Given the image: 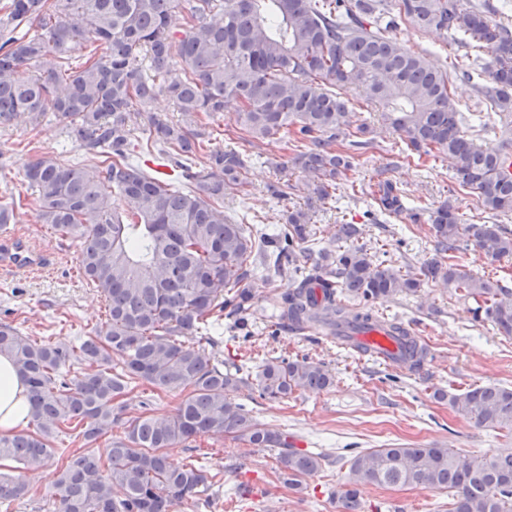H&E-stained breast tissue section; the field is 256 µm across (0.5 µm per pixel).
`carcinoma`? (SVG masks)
Masks as SVG:
<instances>
[{"label":"carcinoma","mask_w":512,"mask_h":512,"mask_svg":"<svg viewBox=\"0 0 512 512\" xmlns=\"http://www.w3.org/2000/svg\"><path fill=\"white\" fill-rule=\"evenodd\" d=\"M185 12L174 29L172 13ZM409 21L474 50L454 64L471 78L490 62L480 93L512 131V24L472 0H5L0 5V124L52 112L68 122L83 164L36 157L23 167L41 217L62 236L81 241L87 285L108 305L107 319L79 347L37 342L0 323V355L28 386L32 432L0 436V460L25 470L53 469L47 494L58 512H175L210 488L194 464L169 461L167 449L202 437L230 435L252 448L277 452L284 485L297 489L320 471L326 456L295 448L288 433L259 423L232 394L245 387L260 398L323 390L334 376L308 358L272 357L257 366L224 364L214 338L224 320H241L254 306L253 267L267 277H292L296 287L276 303L278 323L292 331L319 326L336 334L350 315L340 293L363 300L414 292L421 279L464 292L497 331L512 336V290L439 257L420 276L375 263L364 246L333 256L320 251L309 270L296 251L312 241L315 207L336 196L338 181L355 170L354 151L374 144L368 123L353 125L339 90L355 86L402 143L398 158L448 161L451 178L475 193L496 217L512 214V176L501 150L463 131L466 116L448 92V71L409 50L393 32ZM42 33L32 35L33 26ZM95 45L78 66L69 53ZM149 66L142 65L143 60ZM166 95L185 122L150 109ZM235 102L236 125L254 139L289 138L293 168L308 178L306 204L288 211L276 235L224 215V195L239 191L250 157L210 146L198 123ZM181 171L184 185L165 184L133 163L137 129ZM124 207L111 208L108 189ZM380 211L403 210L402 191L378 183ZM427 215L438 254L465 241L491 262L512 257L504 224H462L449 201L411 209ZM408 369H420L428 350L403 334ZM123 359L110 365L111 355ZM188 391L167 417L132 416L125 437L102 459L95 444L121 417L129 385ZM455 413L479 427L512 430V388L439 390ZM69 428L82 450L56 464L54 443ZM350 488L340 512H359L360 485L423 486L448 491L449 512H512V451L471 457L449 448H371L349 461ZM30 496L22 475H0V503Z\"/></svg>","instance_id":"carcinoma-1"}]
</instances>
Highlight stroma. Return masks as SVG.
<instances>
[{"mask_svg": "<svg viewBox=\"0 0 512 512\" xmlns=\"http://www.w3.org/2000/svg\"><path fill=\"white\" fill-rule=\"evenodd\" d=\"M396 35L412 51H428L439 67L464 53L457 45H445L438 33L408 23L401 24ZM234 112V106H227L207 125L213 146H231L252 157L246 173L247 196L226 195L224 212L234 218L249 212L271 231L283 225L289 209L304 203L306 179L288 168L290 151L285 139L247 136L236 126ZM380 112V106L372 105L355 115L373 128L376 147L362 155L356 171L340 182L339 202L326 204L317 212L320 246L335 253L345 249V242L335 241L333 235L338 225L354 224L360 230L359 243L375 261L415 275L435 255L428 224L411 223L404 212L391 216L370 213L365 188L388 179L428 205L451 201L466 224L479 223L481 210L473 193L449 180L446 162L404 161L387 169L388 157L400 141L397 133L382 124ZM65 125L64 119L50 113L0 125V202L16 214V222L8 230L40 242L47 257L44 267L27 274L0 272V323L10 322L23 335L39 341L75 346L105 321L106 301L82 279L77 241L60 239L43 223L35 193L22 177L29 159L80 157ZM280 178L295 187L285 200L274 199L266 191L270 182ZM294 286L288 278L256 279L254 312L225 329L220 354L228 363L256 364L272 356L307 357L324 363L335 378L330 388L297 391L281 401L252 400L243 391L238 400L251 403L260 423L287 431L294 444L329 454L330 464L306 478L301 490L293 491L278 480L276 452L250 447L229 436L204 437L198 439L197 451L188 452L180 445L170 449L169 455L178 465L195 456L213 476L207 498L212 506L207 509L204 501L191 499L176 512H226L230 506L235 512H338L336 494L349 481V460L356 452L411 444L480 457L512 449V431L477 427L435 397L440 390L460 393L476 385L512 387V337L500 335L490 322L474 316L472 301L428 282L417 292L368 302L374 314L403 323L427 347L422 369L409 372L356 355L318 328L275 330L274 311L267 298ZM181 399L178 391L158 394L140 386L129 391L123 401L130 415L169 416ZM361 501L362 512H448L447 492L423 487L366 486Z\"/></svg>", "mask_w": 512, "mask_h": 512, "instance_id": "1", "label": "stroma"}]
</instances>
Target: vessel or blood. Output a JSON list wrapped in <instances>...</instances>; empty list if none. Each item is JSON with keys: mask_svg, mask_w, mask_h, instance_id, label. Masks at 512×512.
I'll list each match as a JSON object with an SVG mask.
<instances>
[{"mask_svg": "<svg viewBox=\"0 0 512 512\" xmlns=\"http://www.w3.org/2000/svg\"><path fill=\"white\" fill-rule=\"evenodd\" d=\"M0 264L36 269L41 266L42 258L10 238L0 241ZM336 334L347 349L360 355L393 366L401 363L402 348L389 321L375 318L364 325L354 321L337 329Z\"/></svg>", "mask_w": 512, "mask_h": 512, "instance_id": "vessel-or-blood-1", "label": "vessel or blood"}]
</instances>
